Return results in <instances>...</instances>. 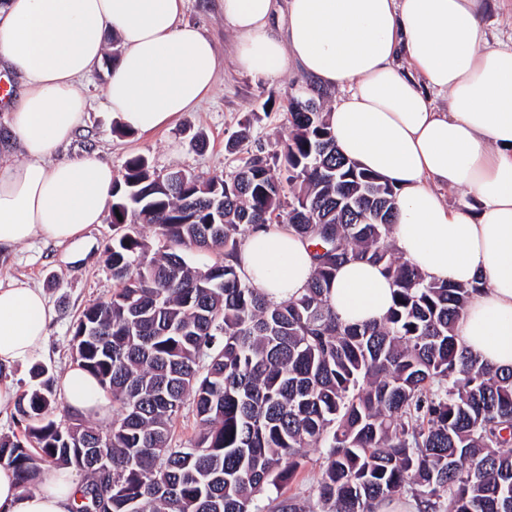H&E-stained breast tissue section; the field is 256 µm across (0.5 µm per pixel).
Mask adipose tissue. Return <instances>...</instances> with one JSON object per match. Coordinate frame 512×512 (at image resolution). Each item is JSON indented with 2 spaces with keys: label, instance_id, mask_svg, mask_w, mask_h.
Returning a JSON list of instances; mask_svg holds the SVG:
<instances>
[{
  "label": "adipose tissue",
  "instance_id": "obj_1",
  "mask_svg": "<svg viewBox=\"0 0 512 512\" xmlns=\"http://www.w3.org/2000/svg\"><path fill=\"white\" fill-rule=\"evenodd\" d=\"M186 0H0V65L21 89L7 120L23 161L0 162V253L43 238L62 246L101 223L116 172L94 155L58 157L84 123L82 81L111 40L104 106L147 134L211 92L212 42L182 22ZM486 0H223L236 36L234 61L257 80L296 64L339 91L329 115L347 158L397 190L391 239L431 281L481 282L456 326L460 345L492 367L512 369V46L489 43ZM447 97L438 111L432 93ZM466 189L472 203L450 205ZM241 270L267 298L304 293L313 270L306 243L285 229L253 230ZM393 285L381 267H340L327 296L343 322L381 319ZM53 312L28 279L0 278V369L45 344ZM58 396L70 412L107 420L110 397L75 367ZM76 482L53 470L23 491L0 464V512H70Z\"/></svg>",
  "mask_w": 512,
  "mask_h": 512
}]
</instances>
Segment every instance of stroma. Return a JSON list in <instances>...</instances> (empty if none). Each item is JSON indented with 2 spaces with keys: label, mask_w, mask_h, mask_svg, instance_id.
Segmentation results:
<instances>
[{
  "label": "stroma",
  "mask_w": 512,
  "mask_h": 512,
  "mask_svg": "<svg viewBox=\"0 0 512 512\" xmlns=\"http://www.w3.org/2000/svg\"><path fill=\"white\" fill-rule=\"evenodd\" d=\"M185 22L197 25L215 44L218 69L215 85L203 104L181 115L169 127L150 135L114 134L112 116L103 105L104 69L87 79L88 118L80 133L67 146L65 156L95 153L121 170L135 154L148 158L158 174L183 169L204 177L228 174L239 164L238 154L227 148L241 123H249L251 148L265 152L279 149L287 133L288 99L296 91H310L314 84L297 66L271 81L253 79L234 63V33L224 25L221 0H187ZM202 134L205 144L194 149L189 140ZM117 230L110 218L91 225L87 232L91 249L79 262L72 261L68 246H53L34 240L0 257V276H26L42 288L55 317L49 326L47 346L24 362L16 364L10 379L17 390L28 389L31 370L40 366L48 376L62 379L72 367L69 346L72 325L84 308L111 294L115 283L106 265L104 247Z\"/></svg>",
  "instance_id": "stroma-1"
}]
</instances>
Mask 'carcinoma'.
Instances as JSON below:
<instances>
[{
  "mask_svg": "<svg viewBox=\"0 0 512 512\" xmlns=\"http://www.w3.org/2000/svg\"><path fill=\"white\" fill-rule=\"evenodd\" d=\"M287 121L273 153L237 131L229 150L243 157L225 176L160 177L145 156L126 160L112 192L122 233L105 247L117 288L71 339L118 418L89 425L35 369L15 405L21 433L0 435L23 490L58 468L86 475L73 512H315L313 498L321 512H375L403 496L419 512H512V371L455 336L478 286L429 281L397 256L395 188L338 153L313 98L290 95ZM284 222L315 266L305 293L274 303L237 256L255 227ZM194 253L217 260L193 267ZM354 260L395 287L373 324H344L326 304ZM187 404L199 430L179 442ZM308 448L323 449L309 494L269 496Z\"/></svg>",
  "mask_w": 512,
  "mask_h": 512,
  "instance_id": "carcinoma-1",
  "label": "carcinoma"
}]
</instances>
